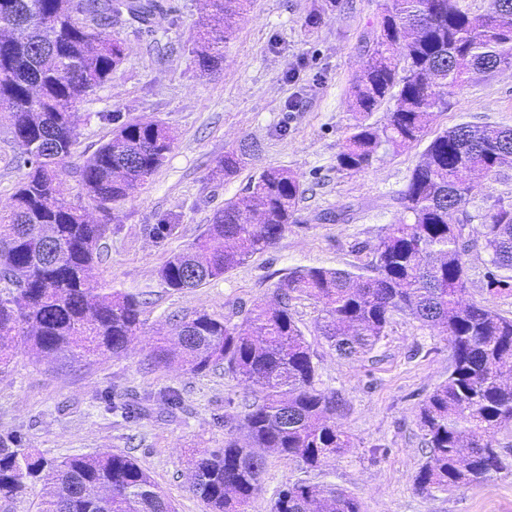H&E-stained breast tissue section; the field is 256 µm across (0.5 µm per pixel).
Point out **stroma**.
I'll list each match as a JSON object with an SVG mask.
<instances>
[{"instance_id": "stroma-1", "label": "stroma", "mask_w": 512, "mask_h": 512, "mask_svg": "<svg viewBox=\"0 0 512 512\" xmlns=\"http://www.w3.org/2000/svg\"><path fill=\"white\" fill-rule=\"evenodd\" d=\"M174 5L170 23L155 33L125 21L112 26L123 42L124 61L76 118L79 161L109 138L112 114L124 121H159L175 134L164 164L114 204L93 270L99 282L137 297L142 324L126 355L102 356L89 366L63 367L17 352L0 372V437L20 434L26 447L47 458L131 455L176 512H210L189 490L188 451L223 447L225 436L241 427L252 387L219 367L197 375L154 367L150 354L157 336L166 333L170 319L195 311L221 318L248 310L269 299L291 269L365 266L379 238L401 217L397 197L425 146L381 145L359 173L336 166L355 122L350 90L367 60L362 38L384 0H251L224 44L221 71L212 76L201 74L190 42L204 0ZM448 102L447 111L436 114L432 134L463 122L512 127V69L467 80L451 89ZM246 139L257 143V151L233 176H215L225 152ZM20 152L8 120L0 117L4 210L24 175L15 162ZM269 168L296 172L305 189L296 221L278 244L201 287L167 288L159 268ZM500 201H512L510 168L477 182L462 211L478 224ZM164 218L172 227L157 232ZM464 242V301L485 302L512 317V291L487 287L489 256L482 240L468 231ZM291 312L311 345L321 388L342 401L336 423L352 446L314 470L269 455L248 512H271L277 490L297 481L340 486L359 500L362 512H512L511 426L497 435L505 468L490 480L449 492L415 487L427 459L417 413L448 377L452 350L445 334L400 312L372 352L351 360L322 337L317 303L292 301ZM168 389L179 391V408L157 401ZM147 393L154 399L136 419L124 420L111 409L112 402Z\"/></svg>"}]
</instances>
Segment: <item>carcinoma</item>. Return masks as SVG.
<instances>
[{
	"label": "carcinoma",
	"mask_w": 512,
	"mask_h": 512,
	"mask_svg": "<svg viewBox=\"0 0 512 512\" xmlns=\"http://www.w3.org/2000/svg\"><path fill=\"white\" fill-rule=\"evenodd\" d=\"M205 2L211 13L192 53L211 75L221 70L229 21L249 0ZM173 12L165 0H0V112L8 114L21 147L16 163L25 170L9 210L0 209L1 368L20 345L38 359L86 364L119 357L141 324L139 300L93 284L89 272L101 260L112 206L162 166L174 135L160 123L126 122L82 162L71 159L79 106L123 59L122 43L106 28L126 15L149 33ZM363 43L368 61L351 91L356 123L336 155L338 169L349 173L366 169L384 143L398 149L421 142L435 114L448 109V88L465 77L512 69V0H492L487 14L465 12L456 0H386ZM388 96L396 108L380 129L368 119ZM251 148L256 144L225 154L224 174L236 173ZM505 167H512V127L456 125L427 145L398 197L404 216L374 248L370 274L295 268L240 323L196 311L175 324L176 349L162 343L152 350L157 367L177 356L190 374L221 366L255 387L245 441L230 434L222 448L191 450L189 490L212 512H247L268 453L315 469L350 447L336 425L341 399L319 387L310 345L289 312L301 298L321 305L322 336L347 358L371 352L395 312L448 335V379L418 412L429 448L415 477L418 490L478 484L503 470L501 458L485 449L497 447L496 434L512 423V382H505L512 379V318L462 303L469 220L455 224L451 215L469 181ZM70 168L99 220L68 201ZM303 193L295 173L263 171L224 203L187 251L165 262L162 282L198 288L273 248L294 223ZM476 234L490 256L488 286L512 288V203H498ZM38 484L46 492L37 512H176L129 455L49 460L17 434L0 438V500ZM273 512H361V505L337 487L293 483L278 491Z\"/></svg>",
	"instance_id": "carcinoma-1"
}]
</instances>
